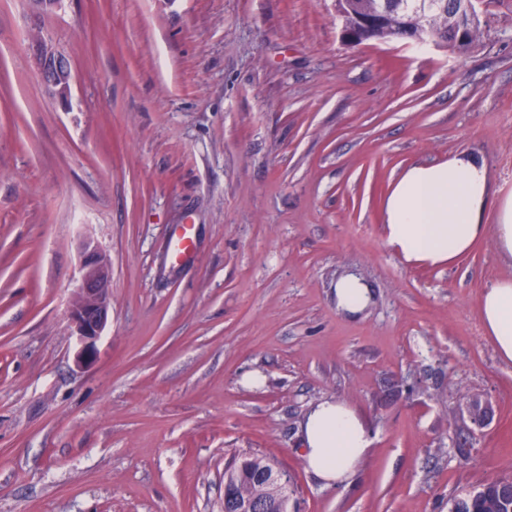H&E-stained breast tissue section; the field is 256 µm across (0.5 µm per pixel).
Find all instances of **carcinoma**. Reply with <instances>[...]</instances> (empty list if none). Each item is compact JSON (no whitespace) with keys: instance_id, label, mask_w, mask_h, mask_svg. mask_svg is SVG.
I'll return each instance as SVG.
<instances>
[{"instance_id":"obj_1","label":"carcinoma","mask_w":512,"mask_h":512,"mask_svg":"<svg viewBox=\"0 0 512 512\" xmlns=\"http://www.w3.org/2000/svg\"><path fill=\"white\" fill-rule=\"evenodd\" d=\"M409 11L401 12L396 0H337L341 22L350 25L355 16L382 10L386 12V21L369 39L388 42L405 39L420 24H428L441 39V46L459 53L468 51L483 32L476 29L466 34L465 40L455 37V30L460 25V18L454 14L423 15L414 10L419 0H406ZM245 469L235 483V497L241 501L259 500L268 503L269 512H279L282 499L295 492L293 477H288V484L277 481L267 483L260 481L256 475L274 467V461L264 455L250 454L242 459ZM512 488V475L496 477L467 490L448 500V512H512V497L508 489Z\"/></svg>"}]
</instances>
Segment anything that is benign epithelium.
Wrapping results in <instances>:
<instances>
[{"mask_svg": "<svg viewBox=\"0 0 512 512\" xmlns=\"http://www.w3.org/2000/svg\"><path fill=\"white\" fill-rule=\"evenodd\" d=\"M378 22L379 14L372 13L362 19L361 27L356 33L345 27L341 28V38L346 43L355 44L361 41V33L371 29ZM35 46L43 82L52 87L58 95L69 94L72 74L68 60L42 38L35 41ZM80 268L78 298L71 308L69 319L80 344V357L86 362H91L97 355L96 342L106 326L110 305L109 266L99 246L91 240L83 245ZM465 410L477 430L480 431L489 425L492 416L490 406L477 408L467 405Z\"/></svg>", "mask_w": 512, "mask_h": 512, "instance_id": "obj_1", "label": "benign epithelium"}]
</instances>
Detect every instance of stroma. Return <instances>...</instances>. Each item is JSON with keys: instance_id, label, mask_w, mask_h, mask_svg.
Here are the masks:
<instances>
[{"instance_id": "35a3bbf8", "label": "stroma", "mask_w": 512, "mask_h": 512, "mask_svg": "<svg viewBox=\"0 0 512 512\" xmlns=\"http://www.w3.org/2000/svg\"><path fill=\"white\" fill-rule=\"evenodd\" d=\"M479 13L459 53L344 43L336 0H0V512H224V470L252 453L293 476L295 512H448L512 473V364L478 313L512 262L485 238L412 266L382 234L411 165L465 151L512 190V0ZM88 238L110 311L84 365ZM350 273L373 293L357 315L336 308ZM329 396L375 437L347 487L302 460ZM34 43L43 82L52 87L55 94L68 95L72 80L68 60L46 40L40 38Z\"/></svg>"}]
</instances>
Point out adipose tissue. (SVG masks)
Segmentation results:
<instances>
[{"mask_svg":"<svg viewBox=\"0 0 512 512\" xmlns=\"http://www.w3.org/2000/svg\"><path fill=\"white\" fill-rule=\"evenodd\" d=\"M385 240L414 266H452L483 238L512 259V192L493 187L482 160L466 153L408 167L383 206ZM484 332L503 362L512 364V277L482 293ZM302 458L324 486L349 484L374 439L346 402L319 401L300 425Z\"/></svg>","mask_w":512,"mask_h":512,"instance_id":"1","label":"adipose tissue"}]
</instances>
